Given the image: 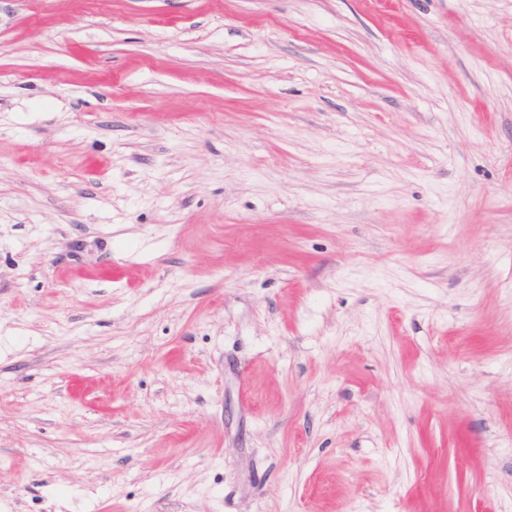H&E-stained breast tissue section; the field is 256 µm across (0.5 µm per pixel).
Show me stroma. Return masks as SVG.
<instances>
[{
	"label": "stroma",
	"instance_id": "1",
	"mask_svg": "<svg viewBox=\"0 0 512 512\" xmlns=\"http://www.w3.org/2000/svg\"><path fill=\"white\" fill-rule=\"evenodd\" d=\"M0 512H512V0H0Z\"/></svg>",
	"mask_w": 512,
	"mask_h": 512
}]
</instances>
